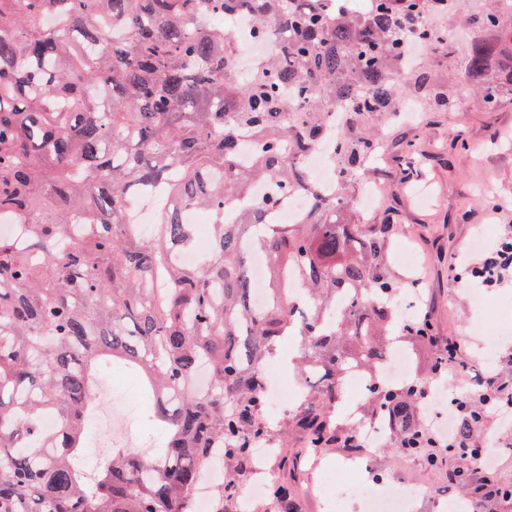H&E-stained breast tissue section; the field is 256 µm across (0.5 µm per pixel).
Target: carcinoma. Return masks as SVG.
Returning <instances> with one entry per match:
<instances>
[{"mask_svg":"<svg viewBox=\"0 0 512 512\" xmlns=\"http://www.w3.org/2000/svg\"><path fill=\"white\" fill-rule=\"evenodd\" d=\"M329 0H0V512H194L212 450L224 482L211 512H224L252 473V445L273 434L264 359L284 336L303 344L318 387L301 427L317 451L336 430L328 405L344 373L372 379L371 414L397 426L393 452L438 456L418 427L425 385H383L376 371L398 328V284L387 227L366 233L336 214L376 150L370 131L412 94L446 102L425 70L396 73L421 41L452 56L459 16L476 33L461 67L493 107L512 85V13L498 0H368L338 11ZM253 17L252 35L275 42L242 80L235 44L214 21ZM506 30L488 41L486 30ZM293 85L296 102L285 97ZM346 105L336 138L335 190L309 188L293 224L268 219L280 196L304 187L300 158L323 136L328 109ZM263 182L274 190L251 200ZM160 197L154 232L132 221L137 196ZM209 212L210 247L194 266L178 253L194 225L182 208ZM267 256L266 300L252 301L247 254ZM121 362L155 397L150 421L166 434L151 454L110 449L79 464L102 365ZM209 385L195 386L201 367ZM487 407L474 398L459 423L457 454L475 460ZM276 480L269 500L289 512Z\"/></svg>","mask_w":512,"mask_h":512,"instance_id":"obj_1","label":"carcinoma"}]
</instances>
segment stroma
I'll return each instance as SVG.
<instances>
[{
	"instance_id": "35a3bbf8",
	"label": "stroma",
	"mask_w": 512,
	"mask_h": 512,
	"mask_svg": "<svg viewBox=\"0 0 512 512\" xmlns=\"http://www.w3.org/2000/svg\"><path fill=\"white\" fill-rule=\"evenodd\" d=\"M420 64L447 90L451 103L420 107L414 123L397 118L383 125L384 159L365 177L378 188L379 202L370 213L358 211L352 218L369 226L389 225L390 247L405 245L415 252L424 281L420 309L429 312L434 334L460 340L463 355L484 353L476 370L454 374L449 390L454 396L458 382L475 387L479 374L512 376V282L483 289L479 306L466 277L475 263L473 239L480 235L491 244L512 226V92L504 91L491 109L479 110L456 67L431 52ZM457 253L460 279L452 286L448 263ZM348 454L341 444L328 446L317 471L306 462L292 471L279 457L268 465L293 482L296 512H332L316 490L319 473L336 470ZM459 464L456 457L442 458L434 467L418 455L399 459L383 446L364 458L359 476L347 477L333 494L351 508L364 491L380 492L393 481L403 487L427 483L432 494L417 501L413 512H448L450 504L471 499L448 480L449 469Z\"/></svg>"
}]
</instances>
